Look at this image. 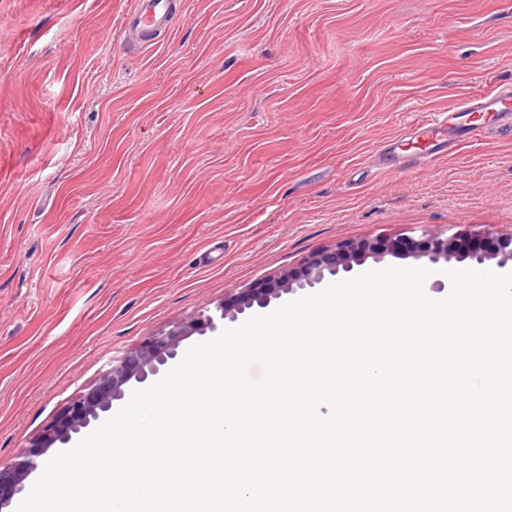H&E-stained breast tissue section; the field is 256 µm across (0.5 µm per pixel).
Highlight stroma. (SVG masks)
Masks as SVG:
<instances>
[{
  "label": "stroma",
  "mask_w": 512,
  "mask_h": 512,
  "mask_svg": "<svg viewBox=\"0 0 512 512\" xmlns=\"http://www.w3.org/2000/svg\"><path fill=\"white\" fill-rule=\"evenodd\" d=\"M0 0V463L112 364L345 241L512 230V135L385 148L512 83V0ZM171 0H137L124 21L129 31H152L166 26L170 19Z\"/></svg>",
  "instance_id": "35a3bbf8"
}]
</instances>
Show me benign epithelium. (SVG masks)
Segmentation results:
<instances>
[{
	"label": "benign epithelium",
	"mask_w": 512,
	"mask_h": 512,
	"mask_svg": "<svg viewBox=\"0 0 512 512\" xmlns=\"http://www.w3.org/2000/svg\"><path fill=\"white\" fill-rule=\"evenodd\" d=\"M387 256L413 257L432 265L469 260L479 266L493 263L505 268L512 266V232L489 229L482 235L449 238L430 234L418 246L411 237L344 242L330 252L311 255L298 270H284L268 282H257L232 294L217 307V319L203 313L185 325L140 344L61 408L22 456L0 465V512L15 495L23 492L25 480L39 466V457L52 447L68 444L73 436L107 416L114 403L125 398L131 382L144 383L158 375L161 367L178 356L182 342L189 336L195 333L203 336L208 331L215 333L224 320L235 321L255 306L265 308L284 295L315 288L326 279L350 273L370 258L379 262Z\"/></svg>",
	"instance_id": "obj_1"
}]
</instances>
